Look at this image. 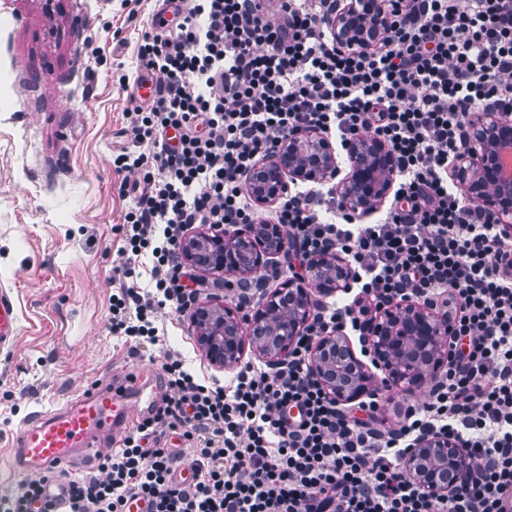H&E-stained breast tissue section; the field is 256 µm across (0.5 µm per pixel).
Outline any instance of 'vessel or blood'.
Wrapping results in <instances>:
<instances>
[{
    "label": "vessel or blood",
    "mask_w": 512,
    "mask_h": 512,
    "mask_svg": "<svg viewBox=\"0 0 512 512\" xmlns=\"http://www.w3.org/2000/svg\"><path fill=\"white\" fill-rule=\"evenodd\" d=\"M18 325L14 301L1 291V350L13 346ZM164 389L160 374L129 371L98 380L62 407L26 422L13 448L12 466L44 481L28 512H64L69 487L58 479V470L93 460L100 449L111 447L127 431L132 414H148Z\"/></svg>",
    "instance_id": "vessel-or-blood-1"
}]
</instances>
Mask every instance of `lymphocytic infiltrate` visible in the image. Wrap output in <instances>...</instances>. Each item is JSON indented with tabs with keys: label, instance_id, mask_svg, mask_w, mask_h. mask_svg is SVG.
Listing matches in <instances>:
<instances>
[{
	"label": "lymphocytic infiltrate",
	"instance_id": "obj_1",
	"mask_svg": "<svg viewBox=\"0 0 512 512\" xmlns=\"http://www.w3.org/2000/svg\"><path fill=\"white\" fill-rule=\"evenodd\" d=\"M337 2L184 0L180 23L140 45L157 96L115 163L142 174L122 232L132 256L152 254L154 288L115 296L112 330L156 342L158 308L191 303L185 228L280 224L301 256L344 254L374 302L452 293L460 314L443 386L386 434L339 408L308 355L321 333L359 328L353 301L321 305L272 373L248 364L208 386L166 356L163 403L95 474L71 481L66 512H127L137 498L152 512H512V240L448 181L469 113L512 112V0H403L396 28L365 54L331 40L323 21ZM301 127L388 144L395 190L375 222L322 183L258 215L243 179ZM170 429L193 445L185 486L171 480ZM428 429L460 437L477 460L473 481L446 497L401 468L409 439Z\"/></svg>",
	"mask_w": 512,
	"mask_h": 512
}]
</instances>
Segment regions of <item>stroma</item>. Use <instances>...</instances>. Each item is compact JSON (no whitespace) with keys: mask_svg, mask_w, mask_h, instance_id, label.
<instances>
[{"mask_svg":"<svg viewBox=\"0 0 512 512\" xmlns=\"http://www.w3.org/2000/svg\"><path fill=\"white\" fill-rule=\"evenodd\" d=\"M156 9L155 0H0V290L19 314L15 344L0 350V512H13L30 483L10 450L35 412L98 378L158 372L167 353L199 377L230 379L173 304L158 313L157 345L112 332L113 295L147 287L152 268L146 256L127 260L121 226L140 175L113 159L148 109L137 53ZM428 398L425 386L387 394L369 425L394 429L407 405Z\"/></svg>","mask_w":512,"mask_h":512,"instance_id":"stroma-1","label":"stroma"}]
</instances>
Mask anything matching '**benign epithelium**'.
I'll use <instances>...</instances> for the list:
<instances>
[{
    "label": "benign epithelium",
    "instance_id": "7a95c632",
    "mask_svg": "<svg viewBox=\"0 0 512 512\" xmlns=\"http://www.w3.org/2000/svg\"><path fill=\"white\" fill-rule=\"evenodd\" d=\"M396 0H340L325 25L340 51L368 52L389 33ZM512 150V116L494 108L468 116L466 148L453 164V178L478 204L501 234L512 237V174L502 153ZM348 172L334 185L343 206L355 213L372 211L392 190L395 165L381 139L358 138L345 146ZM336 150L317 130L299 129L262 159L244 179L254 202L272 206L299 183H320L337 177ZM279 224H244L233 230L202 228L184 236V262L224 277V287L243 294L252 309L240 303L197 301L191 324L209 362L226 370L238 367L246 347L273 370L288 363L295 341L311 324L320 298L345 293L353 279L349 263L332 251L308 259V274L269 291L261 272L269 259L285 253ZM361 345L373 354L385 375L375 380L341 331L325 332L309 350L312 375L336 403L377 397L395 388H418L426 382L439 389L448 366V337L453 320L448 302L414 297L392 298L364 311ZM405 474L433 496H447L474 470L470 449L448 433L429 431L417 438L402 458Z\"/></svg>",
    "mask_w": 512,
    "mask_h": 512
}]
</instances>
